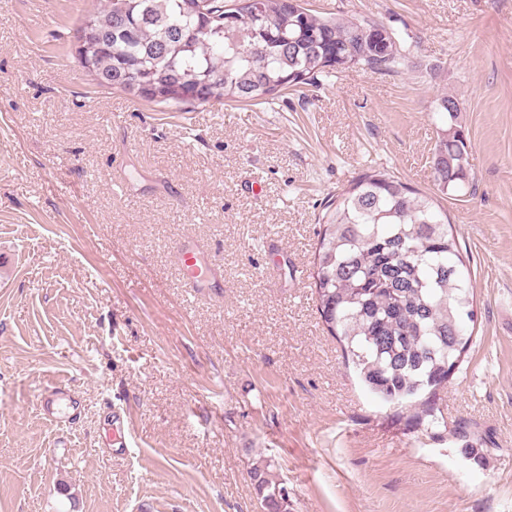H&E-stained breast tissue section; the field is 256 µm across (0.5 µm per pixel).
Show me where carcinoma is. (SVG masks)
Listing matches in <instances>:
<instances>
[{
  "mask_svg": "<svg viewBox=\"0 0 512 512\" xmlns=\"http://www.w3.org/2000/svg\"><path fill=\"white\" fill-rule=\"evenodd\" d=\"M296 0H100L81 29L101 38L76 53L98 85L156 102L263 104L281 90L357 66L396 72L394 33L370 19L302 12ZM431 168L448 194L465 178L458 98L437 99ZM432 199L380 169L364 171L323 205L313 257L318 311L345 342L362 385L381 402L411 403L446 383L475 322L470 281ZM265 512H288L275 465L250 469Z\"/></svg>",
  "mask_w": 512,
  "mask_h": 512,
  "instance_id": "cac0c4a2",
  "label": "carcinoma"
}]
</instances>
